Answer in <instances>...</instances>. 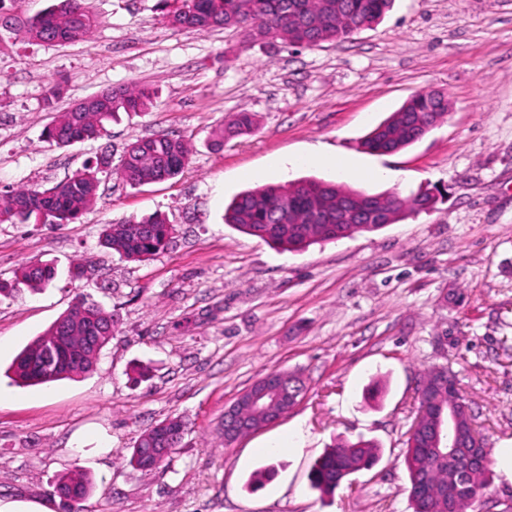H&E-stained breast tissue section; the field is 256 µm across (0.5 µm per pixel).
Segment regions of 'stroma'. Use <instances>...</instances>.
<instances>
[{
  "label": "stroma",
  "instance_id": "stroma-1",
  "mask_svg": "<svg viewBox=\"0 0 512 512\" xmlns=\"http://www.w3.org/2000/svg\"><path fill=\"white\" fill-rule=\"evenodd\" d=\"M160 0H89L87 41L17 38L0 50V187L48 188L104 150L158 133L184 139L183 173L131 187L105 173L96 203L72 224H0V280L26 261L54 265L50 286L0 296V500L47 504L79 468L93 489L83 512H413L404 463L415 386L452 370L490 448L491 483L468 512H505L512 481V0H393L342 45L242 42L232 31L173 28ZM65 110L133 84L152 107L119 113L109 135L61 147L44 136L53 82ZM439 91L447 116L393 154L363 137L418 92ZM239 112L256 129L215 145ZM322 151L377 173L363 184L311 162ZM345 181L370 193L418 190L435 208L371 233L288 252L238 231L224 209L264 184ZM162 213L167 249L130 261L102 247L104 225ZM85 274H70L74 265ZM80 294L111 311L114 333L88 373L14 383L10 365ZM298 372L306 391L284 418L224 442V408L267 374ZM186 424L155 470L128 465L144 429ZM374 441L373 468L334 494L310 468L341 441ZM274 466L253 490L250 474Z\"/></svg>",
  "mask_w": 512,
  "mask_h": 512
}]
</instances>
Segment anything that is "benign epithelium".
<instances>
[{
	"label": "benign epithelium",
	"instance_id": "benign-epithelium-1",
	"mask_svg": "<svg viewBox=\"0 0 512 512\" xmlns=\"http://www.w3.org/2000/svg\"><path fill=\"white\" fill-rule=\"evenodd\" d=\"M291 381L281 371L273 372L255 381L241 392L239 397L224 409V442L231 444L240 438L241 433L250 427V423L241 413V407L248 403L261 409L276 406L268 413L267 423H273L291 412L299 403L297 391L290 389ZM437 424L432 427L436 447L431 452L445 456L456 462L463 471L483 468L488 463V449L479 443L478 438H471L464 433L453 430V435L445 434L443 425L456 422L457 409L453 405L437 406L434 411Z\"/></svg>",
	"mask_w": 512,
	"mask_h": 512
}]
</instances>
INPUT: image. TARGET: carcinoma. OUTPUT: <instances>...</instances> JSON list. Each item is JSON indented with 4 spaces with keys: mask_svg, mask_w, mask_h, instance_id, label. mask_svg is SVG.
Returning a JSON list of instances; mask_svg holds the SVG:
<instances>
[{
    "mask_svg": "<svg viewBox=\"0 0 512 512\" xmlns=\"http://www.w3.org/2000/svg\"><path fill=\"white\" fill-rule=\"evenodd\" d=\"M169 24L192 31L232 29L243 41L279 38L305 47L350 41L364 28L383 18L392 0H181L171 7L161 0ZM96 26L86 0H55L44 12L30 18H12L7 33L0 32V45L17 31L36 43L49 45L85 40ZM154 91L132 85L110 95L91 112L65 110L55 113L45 129L46 137L58 145L97 140L107 135L119 111L145 112L153 104ZM447 97L438 92H419L389 118L371 130L363 146L371 153L399 151L413 143L423 124L433 125L448 114ZM255 126L254 115L239 112L217 137L241 135ZM189 148L180 138L158 134L130 144L117 174L132 187L176 177L189 160ZM103 172L100 165H87L48 189L36 186H5L0 189V224H67L82 215L95 200ZM437 198L428 191L407 197L370 194L340 183L303 180L287 185H264L246 191L230 203L224 221L241 232L262 238L284 251H302L320 241L338 240L357 232H374L411 214L434 208ZM174 225L162 214L122 224H106L101 246L133 261H142L167 248ZM56 276L54 266L28 262L14 271L13 281L0 285V296H12L26 288L38 291ZM91 319L83 321L67 311L41 335L35 337L12 362L14 382L37 386L68 379L92 369L95 356L78 354L87 336L101 337L106 345L112 336V313L96 301L80 299ZM429 413L416 407L406 440L405 466L408 492L414 512H448V499L457 497V512H466L472 499L484 495L489 470L455 477L449 464L430 455ZM185 423L167 418L146 429L132 448L129 463L141 471H152L162 462L159 449L174 450L182 441ZM379 459L376 444L362 439L338 443L315 461L312 486L332 494L353 473L373 467ZM92 490V481L82 469L57 478L53 494L61 512H82L81 503Z\"/></svg>",
    "mask_w": 512,
    "mask_h": 512,
    "instance_id": "obj_1",
    "label": "carcinoma"
}]
</instances>
